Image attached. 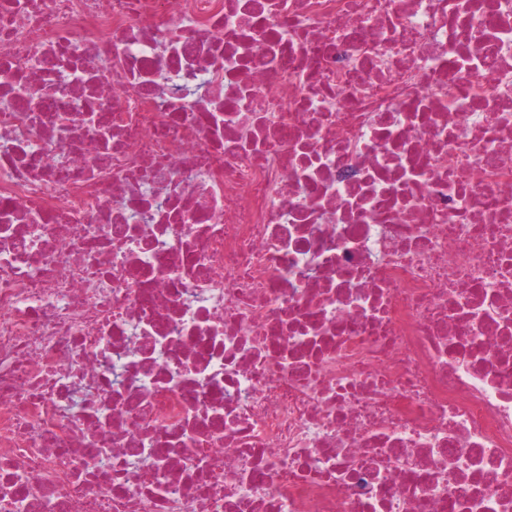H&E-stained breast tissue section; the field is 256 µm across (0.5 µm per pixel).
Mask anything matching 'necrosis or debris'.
Masks as SVG:
<instances>
[{
	"label": "necrosis or debris",
	"mask_w": 512,
	"mask_h": 512,
	"mask_svg": "<svg viewBox=\"0 0 512 512\" xmlns=\"http://www.w3.org/2000/svg\"><path fill=\"white\" fill-rule=\"evenodd\" d=\"M0 512H512V0H0Z\"/></svg>",
	"instance_id": "4bbe7bcc"
}]
</instances>
